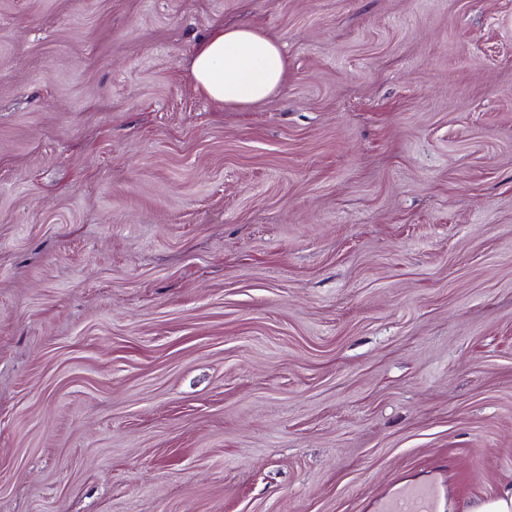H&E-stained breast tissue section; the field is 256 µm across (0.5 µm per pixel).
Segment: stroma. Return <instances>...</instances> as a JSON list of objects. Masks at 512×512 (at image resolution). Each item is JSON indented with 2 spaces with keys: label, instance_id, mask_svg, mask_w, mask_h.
<instances>
[{
  "label": "stroma",
  "instance_id": "1",
  "mask_svg": "<svg viewBox=\"0 0 512 512\" xmlns=\"http://www.w3.org/2000/svg\"><path fill=\"white\" fill-rule=\"evenodd\" d=\"M220 23L278 92L198 93ZM435 474L512 488V0H0V512ZM190 67L201 95L242 107L274 94L286 78L288 62L274 38L252 27L223 24L197 42Z\"/></svg>",
  "mask_w": 512,
  "mask_h": 512
}]
</instances>
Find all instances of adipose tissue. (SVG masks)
I'll list each match as a JSON object with an SVG mask.
<instances>
[{
    "instance_id": "1",
    "label": "adipose tissue",
    "mask_w": 512,
    "mask_h": 512,
    "mask_svg": "<svg viewBox=\"0 0 512 512\" xmlns=\"http://www.w3.org/2000/svg\"><path fill=\"white\" fill-rule=\"evenodd\" d=\"M287 70L281 44L248 26L213 27L197 42L191 57L197 91L224 106L266 99L282 86Z\"/></svg>"
}]
</instances>
